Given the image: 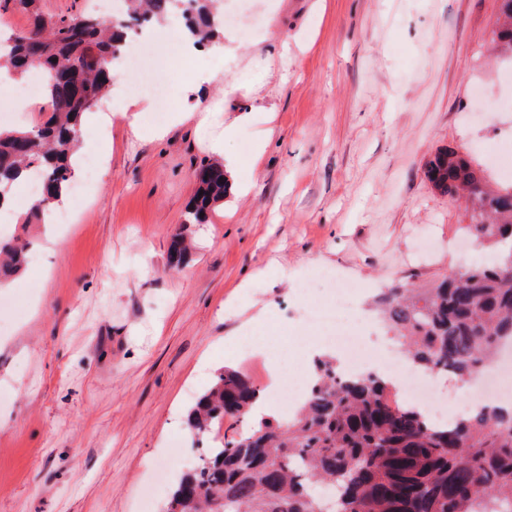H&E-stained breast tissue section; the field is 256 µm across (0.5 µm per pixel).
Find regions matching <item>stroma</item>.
Returning a JSON list of instances; mask_svg holds the SVG:
<instances>
[{
    "label": "stroma",
    "instance_id": "obj_1",
    "mask_svg": "<svg viewBox=\"0 0 512 512\" xmlns=\"http://www.w3.org/2000/svg\"><path fill=\"white\" fill-rule=\"evenodd\" d=\"M251 38L225 30L203 67L181 58L155 81L213 76L178 98L189 113L149 135L114 124L72 223L17 222L31 264L0 308V512H163L150 462L181 437L211 444L183 415L222 369L262 384L270 358L299 360L320 337L297 286L314 270L358 282L359 305L397 283L427 286L471 262L464 201L425 177L444 147L486 157L512 134V112L478 114L500 96L490 54L499 0H256ZM238 122L228 152L237 184L204 224L186 223L194 175L214 157L199 114ZM265 139L261 157L252 145ZM195 248L167 267L175 235ZM238 310L224 314L228 299ZM266 308L270 356L239 355L243 322Z\"/></svg>",
    "mask_w": 512,
    "mask_h": 512
}]
</instances>
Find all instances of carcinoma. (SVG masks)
I'll use <instances>...</instances> for the list:
<instances>
[{
  "mask_svg": "<svg viewBox=\"0 0 512 512\" xmlns=\"http://www.w3.org/2000/svg\"><path fill=\"white\" fill-rule=\"evenodd\" d=\"M215 0H123V15L107 20L96 8L47 15L39 0H0L31 15L32 26L0 40V60L17 74L44 66L48 119L29 129L0 126V212L20 178L39 171L37 217L72 185V158L83 116L110 93L109 62L124 58L136 28H152L175 12L204 46L221 38ZM502 23L493 41L512 62V0H500ZM426 179L442 194L470 202L469 232L488 249L484 259L453 269L427 288H383L375 310L413 364L475 376L512 338V180L491 189L458 150H438ZM185 223L203 224L224 201L223 165L198 175ZM30 244L0 240V283L20 275ZM186 239L171 243L169 263L181 265ZM315 378L287 422L262 419L247 433L224 435L174 484L166 512H322L318 492L332 490L331 512H498L512 501V412L481 407L467 419L438 424L398 398L378 373L349 377L332 358L313 361ZM263 391L244 373L226 368L184 417L194 435L227 418L246 420Z\"/></svg>",
  "mask_w": 512,
  "mask_h": 512,
  "instance_id": "obj_1",
  "label": "carcinoma"
}]
</instances>
